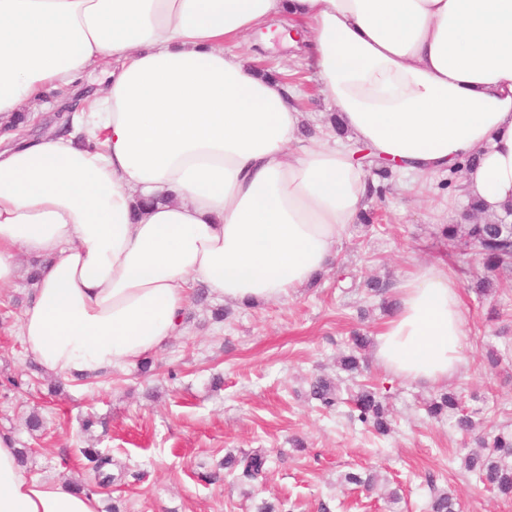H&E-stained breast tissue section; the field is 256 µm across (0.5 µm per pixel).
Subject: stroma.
Wrapping results in <instances>:
<instances>
[{
	"mask_svg": "<svg viewBox=\"0 0 512 512\" xmlns=\"http://www.w3.org/2000/svg\"><path fill=\"white\" fill-rule=\"evenodd\" d=\"M260 70L290 77L307 125L324 127L330 104L304 58L294 48L260 47ZM468 204L458 184L439 175L418 186L397 175L384 202L380 225H350L338 244L336 264L316 285L287 298L251 307L229 305L227 320L214 322L216 297L189 300L179 336L152 355V372L137 365L97 378L56 381L26 359L18 325L31 284L20 276L0 298V432L31 449L25 472L69 483H93L82 451L111 456L115 480L98 495L99 512H258L263 502H282L286 512H426V476L456 499L457 512H512V498L472 481L461 459L470 437L449 421L427 417L435 395L454 392L489 433L512 432V270L495 279V290L478 296L470 277L461 279L467 338L464 363L452 379L435 385L390 375L374 350L368 372L387 397L389 435L367 430L349 407L322 411L310 397L315 376H335L336 359L349 351L353 330L376 336L388 315L365 283H386L388 298L417 266L448 261L438 236L443 224L464 221ZM503 362L491 368L489 350ZM223 384L214 387L213 376ZM39 412L43 431L25 420ZM94 418L84 429L86 418ZM262 450L269 459L263 480L247 485L224 474L226 453ZM377 470L385 490L345 483L346 473Z\"/></svg>",
	"mask_w": 512,
	"mask_h": 512,
	"instance_id": "35a3bbf8",
	"label": "stroma"
}]
</instances>
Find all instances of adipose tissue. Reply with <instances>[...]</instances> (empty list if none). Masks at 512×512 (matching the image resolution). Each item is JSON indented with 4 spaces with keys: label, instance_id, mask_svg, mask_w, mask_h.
Instances as JSON below:
<instances>
[{
    "label": "adipose tissue",
    "instance_id": "obj_1",
    "mask_svg": "<svg viewBox=\"0 0 512 512\" xmlns=\"http://www.w3.org/2000/svg\"><path fill=\"white\" fill-rule=\"evenodd\" d=\"M284 23L345 137L304 140L280 79L224 51ZM105 72L73 129L0 149V291L40 265L26 355L95 378L161 350L195 283L231 304L281 300L337 258L367 206L364 144L404 174L463 165L483 213L512 207V0H0V121ZM461 283L418 266L376 336L393 376L463 362ZM0 512H98L24 473L0 433Z\"/></svg>",
    "mask_w": 512,
    "mask_h": 512
}]
</instances>
